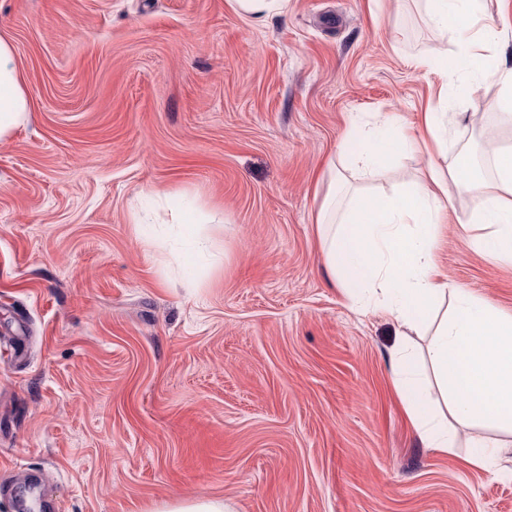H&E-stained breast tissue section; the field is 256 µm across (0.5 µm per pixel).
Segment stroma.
I'll use <instances>...</instances> for the list:
<instances>
[{
  "label": "stroma",
  "instance_id": "obj_1",
  "mask_svg": "<svg viewBox=\"0 0 512 512\" xmlns=\"http://www.w3.org/2000/svg\"><path fill=\"white\" fill-rule=\"evenodd\" d=\"M33 101L0 140V512L38 484L49 512H512V447H424L392 377L396 326L350 304L313 224L315 177L359 134L428 103L448 156L484 161L465 74L437 98L415 59L456 47L426 0H0ZM427 155L390 147L365 197ZM456 195L439 269L512 314V265L484 259ZM194 209L210 253L180 245ZM233 8L246 15H262L282 12L288 7V0H229ZM157 512H232L224 498H213L205 501L183 500L177 504H163Z\"/></svg>",
  "mask_w": 512,
  "mask_h": 512
}]
</instances>
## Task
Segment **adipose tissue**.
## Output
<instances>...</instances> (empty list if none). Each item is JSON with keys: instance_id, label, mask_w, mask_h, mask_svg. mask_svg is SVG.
Returning a JSON list of instances; mask_svg holds the SVG:
<instances>
[{"instance_id": "1", "label": "adipose tissue", "mask_w": 512, "mask_h": 512, "mask_svg": "<svg viewBox=\"0 0 512 512\" xmlns=\"http://www.w3.org/2000/svg\"><path fill=\"white\" fill-rule=\"evenodd\" d=\"M431 21L452 29L457 55L473 80L497 81L496 105L512 112V68L499 63L504 48L497 27L483 14L481 0H426ZM32 102L20 80L12 44L0 36V139L30 112ZM430 157L413 185L398 194L364 199L350 177L335 172L317 206L316 233L332 277L352 299L381 294V308L401 330L392 370L406 414L426 447L455 446L452 423L478 424L512 433V315L474 297L442 276L435 263L441 224L454 209V196L467 191L481 202L465 227L469 241L494 262L512 264V147L491 155L492 179L458 156L441 166L448 130L439 113L423 115L421 127L391 123L360 139L359 174L368 178L388 145ZM449 312H441L443 302ZM432 330L427 348L443 401L425 414L420 395L423 368L410 333Z\"/></svg>"}]
</instances>
